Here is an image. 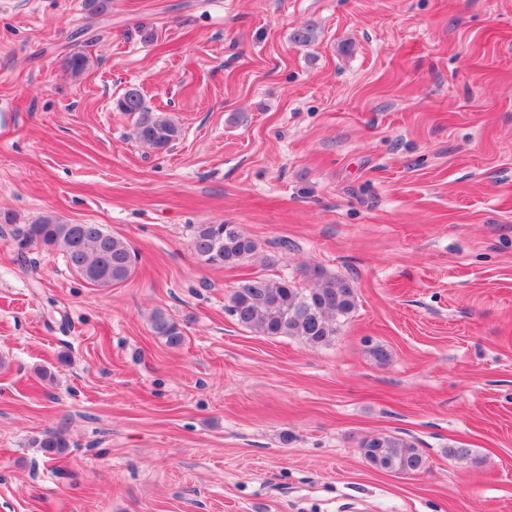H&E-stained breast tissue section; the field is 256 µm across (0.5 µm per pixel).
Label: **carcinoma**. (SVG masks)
Listing matches in <instances>:
<instances>
[{
	"label": "carcinoma",
	"instance_id": "carcinoma-1",
	"mask_svg": "<svg viewBox=\"0 0 512 512\" xmlns=\"http://www.w3.org/2000/svg\"><path fill=\"white\" fill-rule=\"evenodd\" d=\"M89 57L81 52L65 60L74 76L89 66ZM122 112L138 114L137 139L155 150L168 147L179 134L177 125L162 113L150 112L135 89L118 101ZM0 224H9L20 257L34 246L62 252L68 267L85 281L109 288L127 281L135 270V253L122 238L112 235L102 224H68L53 214H45L31 224L17 225L10 213H0ZM190 248L205 264L235 265L258 251V244L236 224H196L190 235ZM311 282L302 288L291 279L274 281L261 276L248 278L227 296V311L237 323L263 336L295 337L310 346H319L336 335L338 323L354 312L357 291L343 278L327 274L315 266L306 269ZM154 335L171 347L183 342L179 325L163 310L150 316ZM34 443L50 460L66 455L68 441L60 433L46 432ZM360 452L372 467L394 473L414 474L424 469L422 451L408 440L381 435L363 441Z\"/></svg>",
	"mask_w": 512,
	"mask_h": 512
}]
</instances>
